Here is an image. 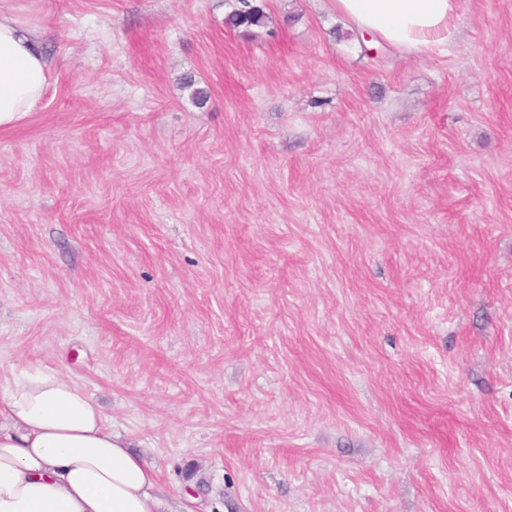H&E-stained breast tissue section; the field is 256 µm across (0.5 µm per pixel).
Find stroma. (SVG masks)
Instances as JSON below:
<instances>
[{"mask_svg":"<svg viewBox=\"0 0 512 512\" xmlns=\"http://www.w3.org/2000/svg\"><path fill=\"white\" fill-rule=\"evenodd\" d=\"M265 3L18 0L0 375L69 376L174 507L512 512V0L428 56ZM15 1H0V129L33 112L51 78L44 31L17 14ZM228 5L231 10L224 17L228 28L248 33L267 26L269 15L264 0H234Z\"/></svg>","mask_w":512,"mask_h":512,"instance_id":"1","label":"stroma"}]
</instances>
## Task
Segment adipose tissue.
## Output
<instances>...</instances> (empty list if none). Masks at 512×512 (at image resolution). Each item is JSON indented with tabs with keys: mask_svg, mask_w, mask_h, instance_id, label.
<instances>
[{
	"mask_svg": "<svg viewBox=\"0 0 512 512\" xmlns=\"http://www.w3.org/2000/svg\"><path fill=\"white\" fill-rule=\"evenodd\" d=\"M357 30L416 54L447 48L460 0H332ZM43 30L0 0V129L43 100ZM0 512H171L154 466L105 423L100 404L58 372L0 380Z\"/></svg>",
	"mask_w": 512,
	"mask_h": 512,
	"instance_id": "obj_1",
	"label": "adipose tissue"
}]
</instances>
